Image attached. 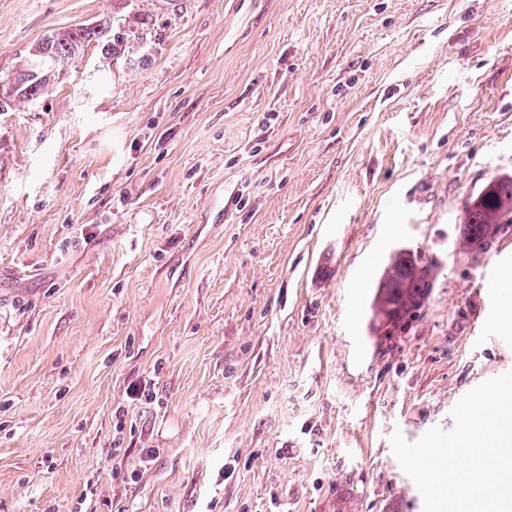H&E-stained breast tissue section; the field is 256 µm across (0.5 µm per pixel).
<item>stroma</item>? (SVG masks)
I'll use <instances>...</instances> for the list:
<instances>
[{"label":"stroma","mask_w":512,"mask_h":512,"mask_svg":"<svg viewBox=\"0 0 512 512\" xmlns=\"http://www.w3.org/2000/svg\"><path fill=\"white\" fill-rule=\"evenodd\" d=\"M105 20L0 110V512H423L390 435L512 370V231L456 244L512 172V0H0V80ZM399 246L445 270L388 339ZM49 36L48 45L43 44L42 41L30 53L31 61L35 64L33 67L35 74L10 81L0 89L1 109L4 108V104L10 105V102L14 104L32 102L53 90L56 65L50 59L49 54L44 55L48 48L50 53L59 58H67L69 61L83 57L90 44L100 47L103 60H107V56H112V26L107 21L90 27H74L53 32ZM33 70L19 71L16 77H19V73Z\"/></svg>","instance_id":"obj_1"}]
</instances>
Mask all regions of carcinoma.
<instances>
[{
	"instance_id": "cac0c4a2",
	"label": "carcinoma",
	"mask_w": 512,
	"mask_h": 512,
	"mask_svg": "<svg viewBox=\"0 0 512 512\" xmlns=\"http://www.w3.org/2000/svg\"><path fill=\"white\" fill-rule=\"evenodd\" d=\"M100 47L102 57L112 55V26L104 21L90 27H74L50 34L47 44L31 52L34 73L10 81L0 89V108L10 103H28L54 87V54L74 61L90 45ZM463 235L459 245L479 252L512 226V174L493 178L464 205L459 218ZM442 272L439 261L423 257L407 247L396 248L383 269L371 302L370 327L388 329V335L405 331L423 307Z\"/></svg>"
}]
</instances>
